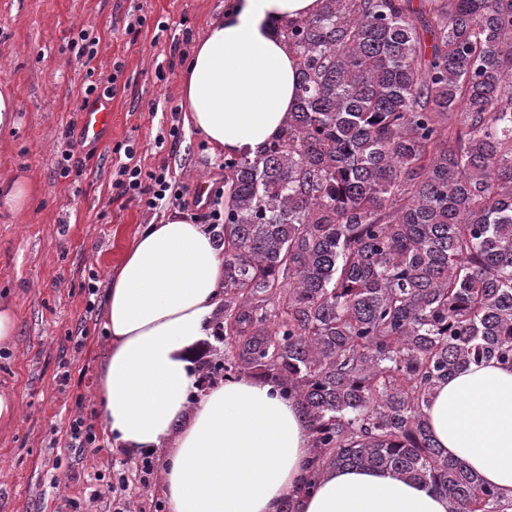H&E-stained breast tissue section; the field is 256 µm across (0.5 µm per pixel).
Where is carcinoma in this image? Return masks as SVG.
Here are the masks:
<instances>
[{
  "label": "carcinoma",
  "instance_id": "obj_1",
  "mask_svg": "<svg viewBox=\"0 0 512 512\" xmlns=\"http://www.w3.org/2000/svg\"><path fill=\"white\" fill-rule=\"evenodd\" d=\"M297 104L224 158V304L209 370L277 383L309 474L390 469L448 512L512 499L441 454L436 386L512 368V0H321L281 28Z\"/></svg>",
  "mask_w": 512,
  "mask_h": 512
}]
</instances>
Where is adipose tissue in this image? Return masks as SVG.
I'll return each mask as SVG.
<instances>
[{
  "label": "adipose tissue",
  "instance_id": "1",
  "mask_svg": "<svg viewBox=\"0 0 512 512\" xmlns=\"http://www.w3.org/2000/svg\"><path fill=\"white\" fill-rule=\"evenodd\" d=\"M318 0H234L196 42L181 76L185 121L213 151L251 155L280 132L297 103V66L280 28ZM38 186L0 180V210L24 213ZM224 256L183 216L149 224L108 276L110 347L94 399L114 448L165 449L168 512H279L305 477L306 424L276 384L250 376L201 389L196 356L224 299ZM426 419L444 455L512 498V369L471 365L437 385ZM298 512H448L426 485L388 470L329 471Z\"/></svg>",
  "mask_w": 512,
  "mask_h": 512
}]
</instances>
